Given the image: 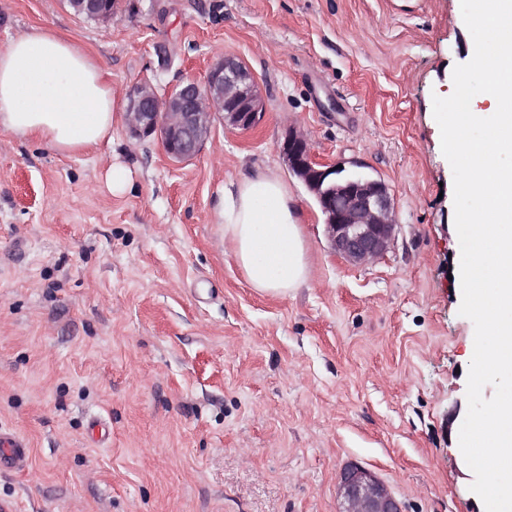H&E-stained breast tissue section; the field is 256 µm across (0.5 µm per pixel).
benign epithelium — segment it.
<instances>
[{"label":"benign epithelium","instance_id":"benign-epithelium-1","mask_svg":"<svg viewBox=\"0 0 512 512\" xmlns=\"http://www.w3.org/2000/svg\"><path fill=\"white\" fill-rule=\"evenodd\" d=\"M75 14L109 23L111 0H67ZM127 126L131 137L159 136L166 154L179 161L195 158L208 140L214 120L243 131L263 114V101L251 71L236 57L224 55L209 67L202 83L185 81L160 100L147 82L130 90ZM280 152L289 169L315 196L324 215L332 250L354 265L381 259L394 242L396 214L389 186L382 180L331 178L311 155L306 138L288 131ZM339 512H403L390 488L370 470L353 465L340 475Z\"/></svg>","mask_w":512,"mask_h":512}]
</instances>
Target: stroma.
<instances>
[{
    "instance_id": "stroma-1",
    "label": "stroma",
    "mask_w": 512,
    "mask_h": 512,
    "mask_svg": "<svg viewBox=\"0 0 512 512\" xmlns=\"http://www.w3.org/2000/svg\"><path fill=\"white\" fill-rule=\"evenodd\" d=\"M37 26L104 66L119 117L71 155L0 131V428L29 445L0 470V512H336L351 465L404 512H482L453 414L474 325L433 116L474 52L460 0H116L108 23L0 0V51ZM224 54L256 77L254 129L214 122L182 163L129 138L131 87L204 81ZM292 128L316 163L389 186L382 259L331 250L279 150ZM259 171L301 220L309 276L285 296L249 286L213 221L223 187Z\"/></svg>"
}]
</instances>
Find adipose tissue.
<instances>
[{
  "label": "adipose tissue",
  "instance_id": "1",
  "mask_svg": "<svg viewBox=\"0 0 512 512\" xmlns=\"http://www.w3.org/2000/svg\"><path fill=\"white\" fill-rule=\"evenodd\" d=\"M116 118L112 86L81 43L34 27L0 51V130L72 154L109 138ZM215 221L257 292L285 295L306 280L302 228L278 177L258 172L223 189Z\"/></svg>",
  "mask_w": 512,
  "mask_h": 512
}]
</instances>
